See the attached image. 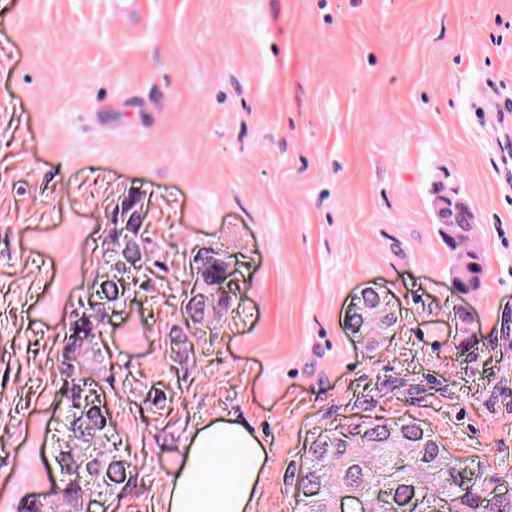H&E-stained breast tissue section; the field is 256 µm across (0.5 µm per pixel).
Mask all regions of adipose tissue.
<instances>
[{
  "mask_svg": "<svg viewBox=\"0 0 512 512\" xmlns=\"http://www.w3.org/2000/svg\"><path fill=\"white\" fill-rule=\"evenodd\" d=\"M164 487L167 512H252L267 453L259 436L235 418L197 428Z\"/></svg>",
  "mask_w": 512,
  "mask_h": 512,
  "instance_id": "1",
  "label": "adipose tissue"
}]
</instances>
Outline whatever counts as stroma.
<instances>
[{"instance_id": "35a3bbf8", "label": "stroma", "mask_w": 512, "mask_h": 512, "mask_svg": "<svg viewBox=\"0 0 512 512\" xmlns=\"http://www.w3.org/2000/svg\"><path fill=\"white\" fill-rule=\"evenodd\" d=\"M478 83L512 99V0H0V512L60 481L57 355L115 218L167 271L112 307L111 386L90 368L134 469L88 512H164L189 432L230 415L266 445L255 512H298L290 466L360 422L416 419L512 476V181ZM451 183L487 262L464 296ZM201 247L231 286L182 368ZM369 289L395 316L373 346L350 329ZM434 210L444 228L448 250L456 257L449 274L459 289L473 293L481 287L486 270L484 254L477 248L469 249L477 225L474 210L459 188L452 185L435 192ZM170 351L173 355V361L178 365L185 367L192 356V343L189 338V327L185 323L183 326L175 325L170 328Z\"/></svg>"}]
</instances>
